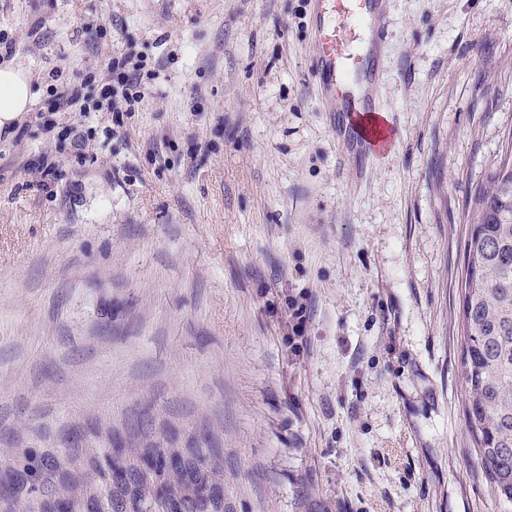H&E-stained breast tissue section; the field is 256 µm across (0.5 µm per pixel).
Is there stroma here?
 Here are the masks:
<instances>
[{
	"instance_id": "35a3bbf8",
	"label": "stroma",
	"mask_w": 512,
	"mask_h": 512,
	"mask_svg": "<svg viewBox=\"0 0 512 512\" xmlns=\"http://www.w3.org/2000/svg\"><path fill=\"white\" fill-rule=\"evenodd\" d=\"M387 17L399 140L352 180L308 0H0V63L34 93L0 139V464L204 431L226 512H512L460 371L470 195L512 134V0ZM129 51L144 99L117 125L86 80ZM81 82L91 117L54 113L79 153L35 115Z\"/></svg>"
}]
</instances>
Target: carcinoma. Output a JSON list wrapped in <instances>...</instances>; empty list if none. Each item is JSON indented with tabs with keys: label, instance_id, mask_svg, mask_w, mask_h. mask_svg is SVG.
<instances>
[{
	"label": "carcinoma",
	"instance_id": "carcinoma-1",
	"mask_svg": "<svg viewBox=\"0 0 512 512\" xmlns=\"http://www.w3.org/2000/svg\"><path fill=\"white\" fill-rule=\"evenodd\" d=\"M474 224L462 282V353L466 425L478 464L496 498L512 503V136L499 165L471 195ZM112 462L94 448L81 457L31 455L20 486L0 495V512H101L110 485L112 512H224V455L218 448H177L173 439L112 431Z\"/></svg>",
	"mask_w": 512,
	"mask_h": 512
}]
</instances>
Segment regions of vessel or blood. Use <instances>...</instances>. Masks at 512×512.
<instances>
[{
  "mask_svg": "<svg viewBox=\"0 0 512 512\" xmlns=\"http://www.w3.org/2000/svg\"><path fill=\"white\" fill-rule=\"evenodd\" d=\"M317 51L312 76L331 104L337 137L356 154L379 157L398 130L377 97L386 41L382 0H310Z\"/></svg>",
  "mask_w": 512,
  "mask_h": 512,
  "instance_id": "obj_1",
  "label": "vessel or blood"
}]
</instances>
